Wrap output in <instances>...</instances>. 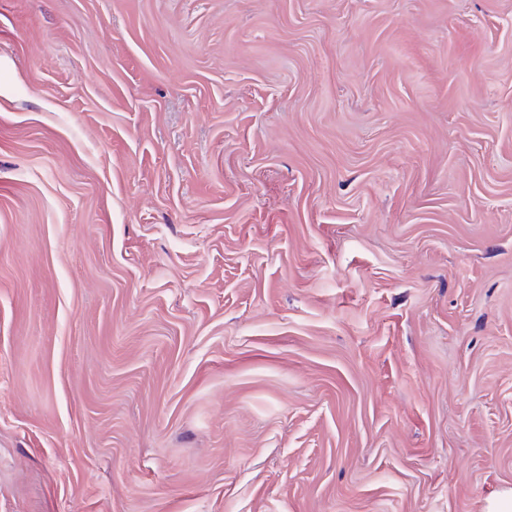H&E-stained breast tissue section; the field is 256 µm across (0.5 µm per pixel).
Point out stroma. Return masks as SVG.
Listing matches in <instances>:
<instances>
[{
	"instance_id": "obj_1",
	"label": "stroma",
	"mask_w": 512,
	"mask_h": 512,
	"mask_svg": "<svg viewBox=\"0 0 512 512\" xmlns=\"http://www.w3.org/2000/svg\"><path fill=\"white\" fill-rule=\"evenodd\" d=\"M506 487L512 0H0V512Z\"/></svg>"
}]
</instances>
